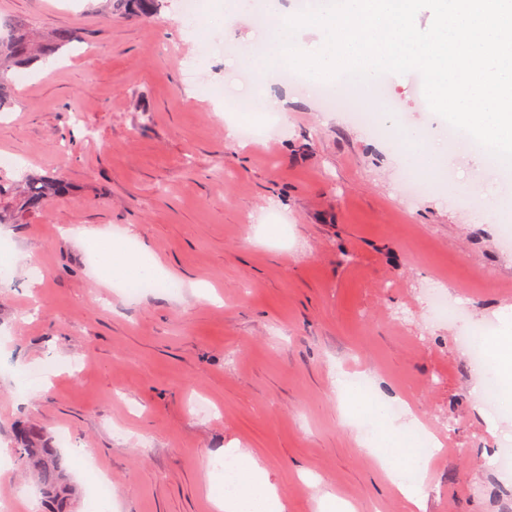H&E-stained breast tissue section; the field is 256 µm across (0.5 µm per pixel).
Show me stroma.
I'll list each match as a JSON object with an SVG mask.
<instances>
[{
  "instance_id": "stroma-1",
  "label": "stroma",
  "mask_w": 512,
  "mask_h": 512,
  "mask_svg": "<svg viewBox=\"0 0 512 512\" xmlns=\"http://www.w3.org/2000/svg\"><path fill=\"white\" fill-rule=\"evenodd\" d=\"M101 4L0 0L1 19L80 36L13 70L27 83L0 112L7 178L71 187L0 224V250L18 257L0 285V502L27 512L19 492L39 485L16 445L24 424L72 489L64 512H89L94 478L112 512H215L228 454L250 460L284 512H322L330 495L354 512H502L512 413L483 408L468 343L512 327V211L483 209L498 181L484 155L447 149L417 72L392 75L385 97L365 92L383 140L298 85L240 84L239 56L265 36L254 17L221 52L186 38L180 0L148 18ZM261 91L288 121L235 143L224 113ZM409 129L447 150V187L407 192V172L427 177L403 162ZM89 235L148 247L179 294L102 285ZM436 286L457 318L432 313ZM34 369L48 382L26 386ZM356 377L380 405L409 399L396 423L439 440L415 501L384 479L340 401ZM59 430L71 447H53Z\"/></svg>"
}]
</instances>
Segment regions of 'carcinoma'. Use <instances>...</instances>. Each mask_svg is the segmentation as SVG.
Listing matches in <instances>:
<instances>
[{
  "instance_id": "cac0c4a2",
  "label": "carcinoma",
  "mask_w": 512,
  "mask_h": 512,
  "mask_svg": "<svg viewBox=\"0 0 512 512\" xmlns=\"http://www.w3.org/2000/svg\"><path fill=\"white\" fill-rule=\"evenodd\" d=\"M107 4L116 10L128 8L145 15H151L161 8V0H107ZM4 28L8 33L0 35V110L9 105L12 97L10 71L54 55L77 40L76 32L71 29L59 30L37 42L21 23L13 24L6 20ZM69 193L70 188L66 183L51 177L28 175L20 191L15 190L10 181L1 179L0 223L8 224L25 212L40 211L51 201L62 199ZM23 454L41 473L45 489L53 497L61 500L69 495L70 489L55 478L54 464L33 447L32 442L24 444Z\"/></svg>"
}]
</instances>
